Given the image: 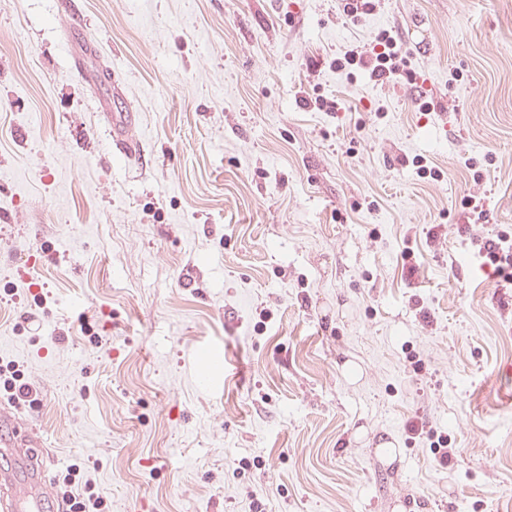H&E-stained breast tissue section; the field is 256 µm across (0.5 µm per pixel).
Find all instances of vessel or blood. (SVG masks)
<instances>
[{
    "instance_id": "vessel-or-blood-1",
    "label": "vessel or blood",
    "mask_w": 512,
    "mask_h": 512,
    "mask_svg": "<svg viewBox=\"0 0 512 512\" xmlns=\"http://www.w3.org/2000/svg\"><path fill=\"white\" fill-rule=\"evenodd\" d=\"M112 141L125 154H134L126 115L109 114ZM40 443L36 429L18 416L0 410V455L12 466L0 470V512H46L50 500V476L36 463L32 450Z\"/></svg>"
}]
</instances>
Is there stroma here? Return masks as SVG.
Here are the masks:
<instances>
[{
  "mask_svg": "<svg viewBox=\"0 0 512 512\" xmlns=\"http://www.w3.org/2000/svg\"><path fill=\"white\" fill-rule=\"evenodd\" d=\"M73 2L0 0V365L50 473L89 462L107 512H512L479 251L512 226V0ZM384 30L415 83L330 67ZM108 120L112 125V142L118 146L126 155H134L135 148L129 138L131 123L124 114L108 113ZM6 372L10 375L7 376ZM0 395L18 407L35 409L41 405L40 392L24 381L23 372L10 363L5 369L0 366ZM407 431L412 435L410 438H420L424 434L427 435V439L430 441L429 448L434 455H438L435 456V460L441 469L448 470L454 465L455 449L448 448V436L437 435L431 429L426 431L423 423L419 425L416 422H410L407 425Z\"/></svg>",
  "mask_w": 512,
  "mask_h": 512,
  "instance_id": "1",
  "label": "stroma"
}]
</instances>
